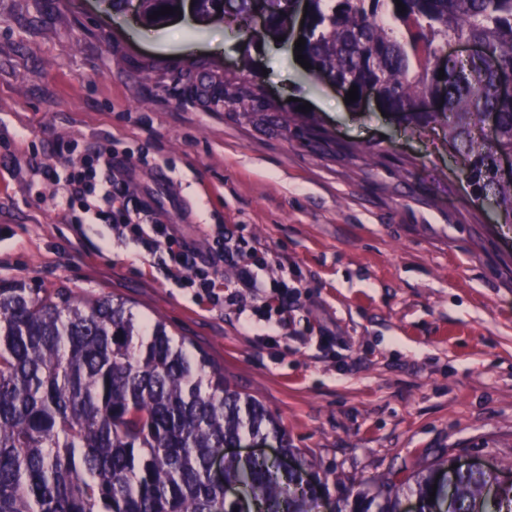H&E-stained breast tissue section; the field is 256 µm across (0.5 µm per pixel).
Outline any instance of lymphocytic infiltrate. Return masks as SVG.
<instances>
[{"label": "lymphocytic infiltrate", "mask_w": 512, "mask_h": 512, "mask_svg": "<svg viewBox=\"0 0 512 512\" xmlns=\"http://www.w3.org/2000/svg\"><path fill=\"white\" fill-rule=\"evenodd\" d=\"M62 195L69 202L85 198V213L106 219L113 238L133 241L148 255L159 257L167 275L181 287L196 289L199 297L221 303L215 273L235 257L233 250L225 248L223 233H216L205 250L192 248L177 236L173 225L156 217L146 200L131 196L125 182L109 177L99 183L82 177L69 179Z\"/></svg>", "instance_id": "obj_1"}]
</instances>
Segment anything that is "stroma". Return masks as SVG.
<instances>
[{
	"mask_svg": "<svg viewBox=\"0 0 512 512\" xmlns=\"http://www.w3.org/2000/svg\"><path fill=\"white\" fill-rule=\"evenodd\" d=\"M293 56L187 13L148 25L108 0H0V281L114 295L164 321L272 412L324 507L445 458L512 462V224L441 127L352 111ZM204 72L284 112L311 104L318 125L283 133L205 102ZM109 146L188 244L220 226L238 247L216 275L224 306L108 241L102 220L75 231L59 183Z\"/></svg>",
	"mask_w": 512,
	"mask_h": 512,
	"instance_id": "1",
	"label": "stroma"
}]
</instances>
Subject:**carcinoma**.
<instances>
[{"label": "carcinoma", "mask_w": 512, "mask_h": 512, "mask_svg": "<svg viewBox=\"0 0 512 512\" xmlns=\"http://www.w3.org/2000/svg\"><path fill=\"white\" fill-rule=\"evenodd\" d=\"M308 3L300 36L308 73L340 91L377 97L399 122L439 125L474 193L494 196L512 224V176L498 157L512 152V98L501 95L512 72V0H264V35L293 26ZM207 16L231 12L247 23L255 0H197ZM144 20L179 0H143ZM485 52L444 57L448 41ZM444 77L438 78L439 69ZM250 87L222 101L246 106ZM435 98L438 112L418 102ZM311 116L265 114L288 132ZM492 131H487V122ZM279 440L295 457L277 420L224 379V369L158 321L145 333L120 298L77 299L65 288L0 282V512H316L303 468L260 457L213 456L245 435ZM418 512H512V484L493 471L453 467L447 459L414 478ZM435 498H430V493ZM400 491H376L338 512H399Z\"/></svg>", "instance_id": "carcinoma-1"}]
</instances>
